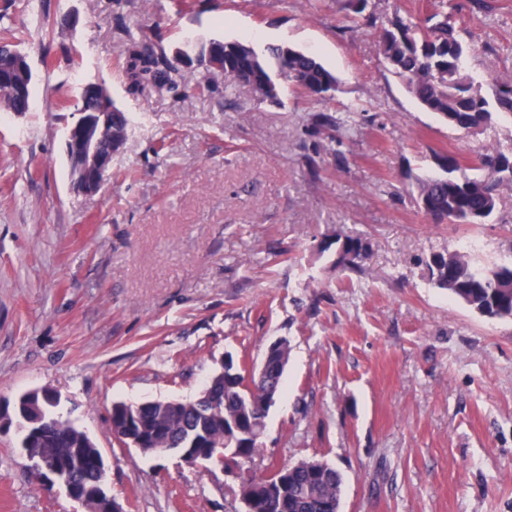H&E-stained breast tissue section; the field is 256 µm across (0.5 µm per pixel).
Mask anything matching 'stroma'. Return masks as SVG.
<instances>
[{"label": "stroma", "mask_w": 512, "mask_h": 512, "mask_svg": "<svg viewBox=\"0 0 512 512\" xmlns=\"http://www.w3.org/2000/svg\"><path fill=\"white\" fill-rule=\"evenodd\" d=\"M466 73L512 76V0H463ZM73 26L15 25L30 111L0 113V400L42 387L100 449L123 512H236V477L174 453L124 447L112 406L195 399L227 358L259 365L287 338L284 393L265 419L266 467L317 458L343 476L340 512H512V323L430 283L424 259L512 255V195L487 224H433L415 175L433 157L512 146V115L480 134L448 127L385 64L380 29L346 0H44ZM286 45L338 79L326 102L282 86L279 103L221 77L204 91L130 92L126 35ZM53 66H46L44 57ZM105 83L129 118L101 189L73 188L65 150L79 91ZM353 107L329 140L321 112ZM328 234L371 245L368 272L319 255ZM0 512H83L45 490L0 433Z\"/></svg>", "instance_id": "35a3bbf8"}]
</instances>
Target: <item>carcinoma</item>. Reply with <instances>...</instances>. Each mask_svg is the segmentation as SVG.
Segmentation results:
<instances>
[{
  "instance_id": "carcinoma-1",
  "label": "carcinoma",
  "mask_w": 512,
  "mask_h": 512,
  "mask_svg": "<svg viewBox=\"0 0 512 512\" xmlns=\"http://www.w3.org/2000/svg\"><path fill=\"white\" fill-rule=\"evenodd\" d=\"M353 22L372 26L376 22L370 0H348ZM35 11L34 0H4L0 7V46L11 48L21 40L22 32L6 24L10 13ZM380 53L388 67L406 84L409 91L428 110L435 112L448 126L466 134H478L491 126L497 113L512 114V79L498 82L491 93L468 75L463 66L467 46L455 25L454 13L442 10L423 21L396 17L382 28ZM224 52L223 76L252 88L261 102L278 100L279 80L302 91L331 95L338 80L315 56L290 47L271 50L269 63L252 45L240 41L209 38L199 53L184 63L170 58L151 38L130 37L126 43L125 76L130 87L151 84L158 92H171L188 83V74L202 67L216 75L219 68L207 62L208 50ZM0 71L9 79L0 80V107L11 112L30 108L31 83L23 71L14 67L7 54L0 55ZM315 123L331 131L347 127V120L329 113L316 115ZM104 143L117 151L128 136V120L116 110L101 120ZM437 171L416 177V202L434 224L445 222L481 225L489 223L498 210L503 190H512V148H492L473 163H463L452 155L434 157ZM334 251V265L342 270L363 273L367 270L370 246L365 238L349 235L325 238L319 251ZM432 284L448 291L478 315L490 320L512 321V260L503 259L491 267H479L469 255L454 251L432 253L425 260ZM239 376L231 381L205 386L195 400H156L142 407V423L147 429L143 447L160 453L164 448H182L196 442L220 444L224 426L239 418L243 406L250 407L248 417L237 433L243 456L252 460L261 454V436L271 405L265 380H251L241 388ZM56 402L50 392L29 402L27 413L34 422L29 447L56 457L62 462L78 460L75 469L66 468L60 478L92 486L99 449L86 447V434L72 422L55 414ZM112 433L120 437L127 428L125 403L116 405L111 415ZM342 477L330 467L313 472L305 459L293 470L278 471L271 466L250 488L255 498L252 512H336L341 497Z\"/></svg>"
}]
</instances>
